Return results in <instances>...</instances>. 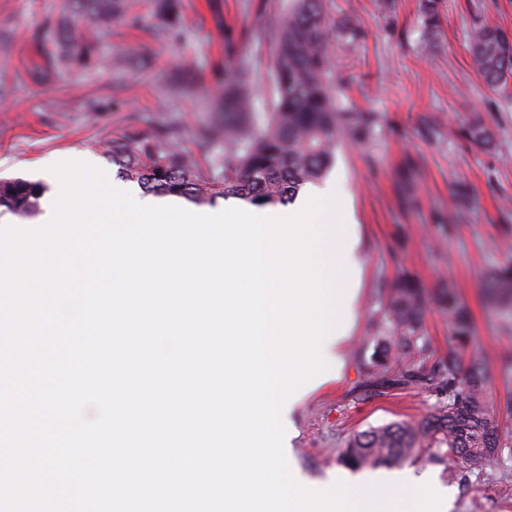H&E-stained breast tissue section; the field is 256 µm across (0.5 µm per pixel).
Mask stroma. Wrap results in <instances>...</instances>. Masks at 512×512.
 Wrapping results in <instances>:
<instances>
[{
  "mask_svg": "<svg viewBox=\"0 0 512 512\" xmlns=\"http://www.w3.org/2000/svg\"><path fill=\"white\" fill-rule=\"evenodd\" d=\"M289 0H184V34L171 41L153 26V0H129L140 24L96 28L101 49L132 46L122 77L93 68L61 73L38 84L29 77L40 47H53L52 21L67 0H0V178L38 179L58 156L95 158L109 176L112 138L129 127L144 133L174 126L194 146L199 125L221 119L210 87L233 42L235 63L247 69L260 109L274 101L275 52L270 27ZM440 28L429 32L423 0H324L327 16L350 23L335 37L333 81L338 106L376 116L368 140H342L332 168L343 185L361 242L354 314L338 375L309 390L288 419L293 472L310 489L373 475L352 471L337 455L352 434L400 420L417 421L441 401L427 385L380 386L369 381L374 344L371 319L377 285L402 273L437 292L455 281L473 322L470 347L482 351L490 412L512 411V300L489 296L482 282L508 257L512 238V86L490 91L475 75L467 50L472 27L512 32V0H436ZM193 65L198 83L173 96L169 79L179 62ZM479 115L494 134L491 147L449 138L448 127ZM472 198L449 223L455 183ZM403 473L447 491L451 512H512V461L457 476L421 457Z\"/></svg>",
  "mask_w": 512,
  "mask_h": 512,
  "instance_id": "obj_1",
  "label": "stroma"
}]
</instances>
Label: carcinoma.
<instances>
[{"label":"carcinoma","mask_w":512,"mask_h":512,"mask_svg":"<svg viewBox=\"0 0 512 512\" xmlns=\"http://www.w3.org/2000/svg\"><path fill=\"white\" fill-rule=\"evenodd\" d=\"M71 15L55 22V48L34 67L32 77L47 81L61 70L89 69L102 62L98 46L76 35L87 26L121 19L131 27L128 0H70ZM183 0H154L155 28L170 38L182 35ZM275 42V101L268 112L256 111L247 71L232 63L233 43L225 45L224 68L213 72L212 91L224 108V122L197 128L195 149L183 148L171 128L151 134L136 129L112 139L110 154L120 178L137 183L158 197H174L202 206L235 198L254 206L287 205L303 187L330 171L339 141L367 138L375 120L368 113L341 110L333 95L328 43L335 30L322 0H289L288 16L273 29ZM472 67L491 90L512 78V33L491 25L474 28L469 37ZM194 70L176 69L172 92L183 94L193 83ZM476 146L493 136L482 119L472 116L459 125ZM45 186L23 177L0 178V208L20 218L38 210ZM488 287L512 296V266L496 269ZM386 300L374 320L373 337L381 378L399 384L430 383L444 393V404L417 423L396 422L353 435L338 462L351 469L378 464L400 466L423 454L467 471L498 462L512 454V427L490 414L483 394L487 370L481 353L472 350L462 366L457 349L468 344L473 325L461 305L456 285L448 282L438 296L448 318V358L426 371L408 355L427 350L422 320L431 297L421 283L402 274L375 289Z\"/></svg>","instance_id":"cac0c4a2"}]
</instances>
